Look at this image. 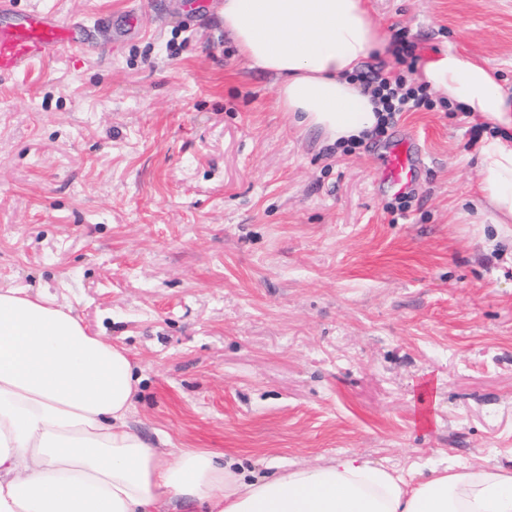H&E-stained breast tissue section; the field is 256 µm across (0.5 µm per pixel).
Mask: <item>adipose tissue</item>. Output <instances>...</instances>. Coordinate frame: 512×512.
<instances>
[{
  "label": "adipose tissue",
  "instance_id": "1",
  "mask_svg": "<svg viewBox=\"0 0 512 512\" xmlns=\"http://www.w3.org/2000/svg\"><path fill=\"white\" fill-rule=\"evenodd\" d=\"M218 15L246 66L272 78L280 111L328 145L369 138L380 106L353 75L388 38L363 0H222ZM418 78L490 123L483 210L512 224V92L450 45ZM136 385L125 349L70 308L1 290L0 512H512V466L495 459L420 480L348 450L255 478L204 449L160 451L128 425Z\"/></svg>",
  "mask_w": 512,
  "mask_h": 512
}]
</instances>
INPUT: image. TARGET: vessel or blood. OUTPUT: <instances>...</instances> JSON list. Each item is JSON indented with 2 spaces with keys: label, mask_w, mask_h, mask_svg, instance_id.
I'll use <instances>...</instances> for the list:
<instances>
[{
  "label": "vessel or blood",
  "mask_w": 512,
  "mask_h": 512,
  "mask_svg": "<svg viewBox=\"0 0 512 512\" xmlns=\"http://www.w3.org/2000/svg\"><path fill=\"white\" fill-rule=\"evenodd\" d=\"M84 21H61L47 9H22L16 0H0V79L48 60L65 48H84ZM418 157L407 141L392 144L384 157L381 179L391 189L409 191Z\"/></svg>",
  "instance_id": "1"
}]
</instances>
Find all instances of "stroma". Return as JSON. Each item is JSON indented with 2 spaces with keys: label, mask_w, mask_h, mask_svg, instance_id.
Returning a JSON list of instances; mask_svg holds the SVG:
<instances>
[{
  "label": "stroma",
  "mask_w": 512,
  "mask_h": 512,
  "mask_svg": "<svg viewBox=\"0 0 512 512\" xmlns=\"http://www.w3.org/2000/svg\"><path fill=\"white\" fill-rule=\"evenodd\" d=\"M19 2L88 20L89 47L0 79V289L127 350L132 427L259 476L346 450L425 476L512 463V224L477 213L484 120L437 95L346 153L277 110L213 8ZM365 4L390 40L369 65L450 43L512 90V0ZM408 137L402 200L379 169Z\"/></svg>",
  "instance_id": "obj_1"
}]
</instances>
